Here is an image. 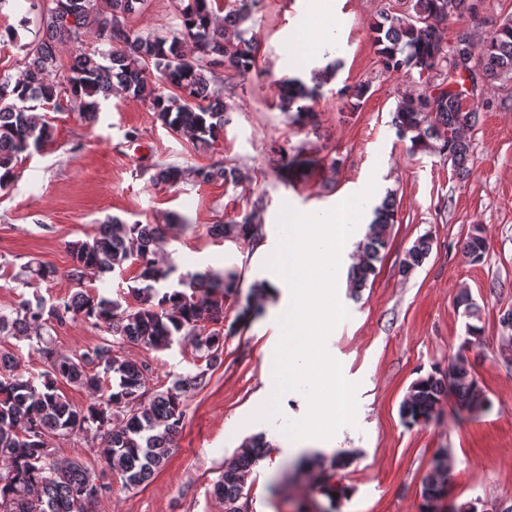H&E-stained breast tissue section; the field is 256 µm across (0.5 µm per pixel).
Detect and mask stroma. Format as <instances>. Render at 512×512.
Listing matches in <instances>:
<instances>
[{
    "mask_svg": "<svg viewBox=\"0 0 512 512\" xmlns=\"http://www.w3.org/2000/svg\"><path fill=\"white\" fill-rule=\"evenodd\" d=\"M312 0H260L244 28L258 42L257 66L249 75H224V95L233 103L224 133L207 148H195L158 119L147 103L125 93L102 101L94 123L71 111L53 112V138L26 159L18 177L0 190V309L31 296L14 276L29 258L66 270L69 243L88 240L109 217L163 224L177 217L162 254L179 272L234 266L241 293L224 300V354L203 389L191 392L186 416L165 464L134 489L106 469L98 442L72 437L51 443L57 457L82 463L111 484L95 512H224L214 484L241 444L264 434L267 455L245 478L248 512H422V480L439 452H447L450 491L476 512H512V344L503 340L502 317L512 310V78L480 86L486 104L481 123L468 137L469 172L458 177L450 162L429 152L413 153L391 125L397 101L424 89L418 74H384L377 66L372 27L384 6L401 11L406 0H333L330 15L311 10ZM13 5L0 8V74L16 75L22 47L37 22L22 23ZM129 25L138 33L172 35L181 29L179 0H145ZM339 68L311 106L316 125L297 128L278 107L284 81H309L331 63ZM371 89L357 111L340 91L358 82ZM304 149L340 158L339 169L322 166L293 183L277 174L280 149ZM237 166L248 178L238 185L197 181L194 169L215 161ZM183 170L176 183L153 181L155 166ZM377 189L366 203L363 224L346 242L337 291L349 317L327 340L344 376L357 383L356 423L342 427L332 448L295 458L281 431L284 419L301 418L305 396L292 392L283 418L255 419L267 398L266 360L279 339L278 309L287 290L263 302L247 326L234 323L254 282L271 281L264 262L279 242L284 208L322 212L363 189ZM398 203L365 288L352 292L347 272L357 241L386 193ZM255 212L265 226L262 243L207 235L209 225ZM487 239L473 263L461 244L473 226ZM432 250L411 275L400 272L406 251L420 236ZM468 294L478 310L469 318L458 304ZM480 339L468 343L467 323ZM103 331L81 320L52 329L62 353L92 350ZM127 357L148 363L149 387L163 391L199 363L190 340L167 349L127 345ZM462 355L490 400L482 413L458 411L446 397L432 420L409 427L400 404L409 387L448 359ZM343 460L334 484L323 487L314 461Z\"/></svg>",
    "mask_w": 512,
    "mask_h": 512,
    "instance_id": "35a3bbf8",
    "label": "stroma"
}]
</instances>
